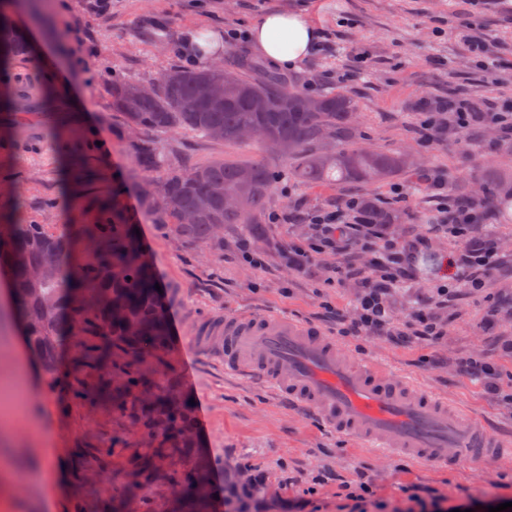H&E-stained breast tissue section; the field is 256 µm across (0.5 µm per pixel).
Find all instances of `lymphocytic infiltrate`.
<instances>
[{
  "instance_id": "f902f5d3",
  "label": "lymphocytic infiltrate",
  "mask_w": 512,
  "mask_h": 512,
  "mask_svg": "<svg viewBox=\"0 0 512 512\" xmlns=\"http://www.w3.org/2000/svg\"><path fill=\"white\" fill-rule=\"evenodd\" d=\"M314 233L305 242L296 244L292 253L296 263H304L315 254L344 249L353 236H361L373 243L377 257L374 262L375 279L367 283L357 299L355 318L337 316L339 333L361 337L381 333L393 342H421L433 344L445 334L444 326L425 311H418L409 325L389 331L390 313L387 290L394 287L407 274V265L414 254L426 247V237L420 236L406 244H398L372 224L344 223L337 212L324 211L314 216Z\"/></svg>"
}]
</instances>
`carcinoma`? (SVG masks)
Segmentation results:
<instances>
[{
    "label": "carcinoma",
    "instance_id": "obj_1",
    "mask_svg": "<svg viewBox=\"0 0 512 512\" xmlns=\"http://www.w3.org/2000/svg\"><path fill=\"white\" fill-rule=\"evenodd\" d=\"M28 53L23 37L0 20V67ZM258 65L244 58L198 68H172L165 86L153 96L141 92L134 81L112 82V108L125 115L134 129L167 133L184 130L213 141L240 142L241 129L258 126L265 131L262 144L289 162V173L303 184L356 183L374 186L409 171L411 157L403 152L367 150L343 145L327 154L312 146L323 140L351 133L354 99L336 91L315 95L319 108L308 112V95L287 78L268 74L262 80L247 76ZM203 82L224 84L219 101L202 99L198 86ZM266 100L260 111L256 102ZM51 105L46 98L31 102L14 93L4 107L40 108ZM279 171L264 161L229 164L212 162L190 170L173 171L157 185L171 234L184 243H200L224 249V225L239 224L251 234L266 212ZM239 199L224 205V196ZM483 202L493 214L512 219V187H488ZM361 212L366 224H396L398 213L379 205L372 196L364 197ZM192 212L194 220L184 221ZM93 244L90 259H77L78 243ZM22 255L24 262L15 260ZM51 267L43 278L34 271ZM9 274L10 291L20 300L26 344L51 366L56 360L62 328L77 329L85 324L94 329L100 342L90 346L99 355L110 354L112 345L134 348L147 338L155 349H162L169 336V325L161 306L156 279L144 260L140 244L125 224L122 206L112 199V218L99 224H84L76 235L48 230L43 224H0V269ZM154 409L165 413L170 430L178 435L190 431L191 412L159 398ZM181 497L195 501L207 512L211 485L206 475L190 471L178 489Z\"/></svg>",
    "mask_w": 512,
    "mask_h": 512
}]
</instances>
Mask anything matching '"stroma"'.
I'll return each instance as SVG.
<instances>
[{
  "instance_id": "1",
  "label": "stroma",
  "mask_w": 512,
  "mask_h": 512,
  "mask_svg": "<svg viewBox=\"0 0 512 512\" xmlns=\"http://www.w3.org/2000/svg\"><path fill=\"white\" fill-rule=\"evenodd\" d=\"M277 9L304 13L327 44L289 70V81L305 92L333 88L352 95L360 114L354 143L410 151L423 163V189L407 172L376 194L402 213L390 237L428 238L405 286L390 290L388 305L397 325L417 310L432 311L446 331L435 346L344 337L323 315L327 301L353 316L373 269L370 245L322 253L299 270L286 258L289 246L312 235L309 216L344 209L365 195L363 186L282 180L263 217V238H247L228 224L220 251L169 232L151 186L156 175L139 162L142 149L162 151L176 171L217 160L262 159L278 168L286 161L256 142L131 132L112 109V78L149 85L186 66L181 41L192 30L240 32L225 53L258 58L243 35ZM12 23L29 35L33 51L0 69V92L25 88L52 97L54 110L0 112V224L70 233L99 223L97 201L118 195L128 223L141 233L168 322L185 330L181 343L170 340L160 350L143 345L94 366L83 361L92 336L69 335L57 365H38L31 392L21 398L10 384L19 355H0V512H110L133 484V512H181L178 482L200 466L221 493L259 474L253 512H352L347 492L363 484L388 502L410 486L452 503L512 502V464L444 468L361 446L319 417L290 410L273 386L225 372L223 355L198 339L201 325L227 314H283L322 329L345 355L382 365L445 395L465 415L512 431V224L489 216L472 226L471 239L497 244L492 266L472 288L469 268L448 265L462 243L430 232L424 222L437 216L442 195L479 198L488 184L511 183L512 137L476 123L440 128L430 141L420 132L423 112L451 99L484 109L512 105V0H50L40 19L23 7ZM57 111L70 114L76 137L56 131ZM246 243L264 253L265 269L242 263ZM334 269L342 276L325 287ZM443 284L449 287L444 299L437 294ZM467 356L495 366L502 394L487 393L459 371L458 359ZM129 373L142 375V386H125ZM150 393L191 408L189 435L147 431L141 409Z\"/></svg>"
}]
</instances>
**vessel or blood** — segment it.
Returning <instances> with one entry per match:
<instances>
[{"label": "vessel or blood", "mask_w": 512, "mask_h": 512, "mask_svg": "<svg viewBox=\"0 0 512 512\" xmlns=\"http://www.w3.org/2000/svg\"><path fill=\"white\" fill-rule=\"evenodd\" d=\"M201 332L223 336L225 371L273 383L291 409L315 414L367 447L442 465L512 461L505 436L486 422L464 420L438 394L389 382L379 367L349 361L315 327L241 314Z\"/></svg>", "instance_id": "vessel-or-blood-1"}]
</instances>
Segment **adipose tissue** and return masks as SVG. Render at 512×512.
<instances>
[{"label":"adipose tissue","instance_id":"1","mask_svg":"<svg viewBox=\"0 0 512 512\" xmlns=\"http://www.w3.org/2000/svg\"><path fill=\"white\" fill-rule=\"evenodd\" d=\"M318 30L306 15L286 11L269 12L252 25L249 38L255 48L274 65H299L310 53Z\"/></svg>","mask_w":512,"mask_h":512}]
</instances>
